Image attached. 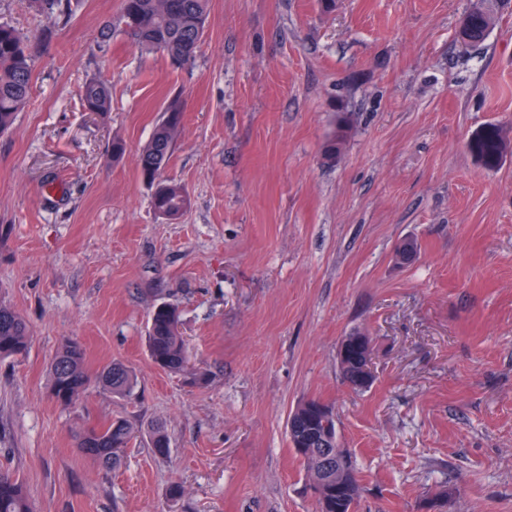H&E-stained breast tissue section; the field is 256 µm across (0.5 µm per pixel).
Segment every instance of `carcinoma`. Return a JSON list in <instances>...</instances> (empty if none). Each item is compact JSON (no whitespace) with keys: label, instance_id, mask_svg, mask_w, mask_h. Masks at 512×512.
<instances>
[{"label":"carcinoma","instance_id":"cac0c4a2","mask_svg":"<svg viewBox=\"0 0 512 512\" xmlns=\"http://www.w3.org/2000/svg\"><path fill=\"white\" fill-rule=\"evenodd\" d=\"M38 11L62 14L67 8L64 0H33ZM210 0H122L120 24L125 34L148 51H160L172 65L190 63L202 41L209 13ZM493 0H473L464 23L459 27L462 41L477 44L483 41L496 22ZM32 89V57L25 38L14 27L0 23V132L12 125L16 113L27 102ZM81 99L84 108L96 114L110 111L112 92L103 81L91 78L83 85ZM338 118L328 136L323 156L334 163L341 156L350 137L351 127L345 108L338 105ZM183 124V110L178 100L169 102L151 139L139 156V171L144 182L153 190L155 212L177 218L188 206L184 187L163 177ZM468 149L478 164L492 170L512 153V131L490 125L472 135ZM30 331L23 318L14 310L0 304V358L24 354L29 346ZM148 348L152 361L159 368L174 373H188L196 380L203 375L190 367L186 343L179 331L178 307L172 303L157 306L150 316ZM54 396L65 404L79 402L93 384L114 394H127L134 379L127 367L118 361L105 366L91 376L85 366V351L80 342L65 340L55 354L50 368ZM338 426L336 414L318 418L313 425H302L292 433L291 443L300 444L296 452L303 458L313 489L318 481L328 478L327 464L336 462V447L322 444L326 430ZM133 438L129 424L121 419L90 427L79 438L78 451L106 469H116L124 461ZM151 448L163 457L169 452L164 428H151ZM347 469L353 479L346 489L336 492V481L325 485L326 498H317V512H355L362 486L353 457H348ZM0 512H34L22 483L8 470L0 469Z\"/></svg>","mask_w":512,"mask_h":512}]
</instances>
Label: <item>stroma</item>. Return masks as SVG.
I'll use <instances>...</instances> for the list:
<instances>
[{
  "label": "stroma",
  "instance_id": "stroma-1",
  "mask_svg": "<svg viewBox=\"0 0 512 512\" xmlns=\"http://www.w3.org/2000/svg\"><path fill=\"white\" fill-rule=\"evenodd\" d=\"M119 5L0 0L33 58L0 133V304L32 332L0 359V468L36 512H316L288 436L314 398L355 456L357 512H512V155L487 170L467 148L512 129V0L477 46L457 35L469 0H211L180 68L124 34ZM92 77L107 114L82 105ZM174 98L164 176L190 204L168 221L138 159ZM339 100L352 131L329 164ZM406 238L420 253L399 265ZM163 303L204 381L152 362ZM356 332L374 344L361 393L337 358ZM68 338L90 373L121 361L132 393L63 407L49 369ZM117 418L134 438L112 471L76 444ZM81 99L88 112L105 113L111 109L112 92L105 82L91 78L83 85Z\"/></svg>",
  "mask_w": 512,
  "mask_h": 512
}]
</instances>
